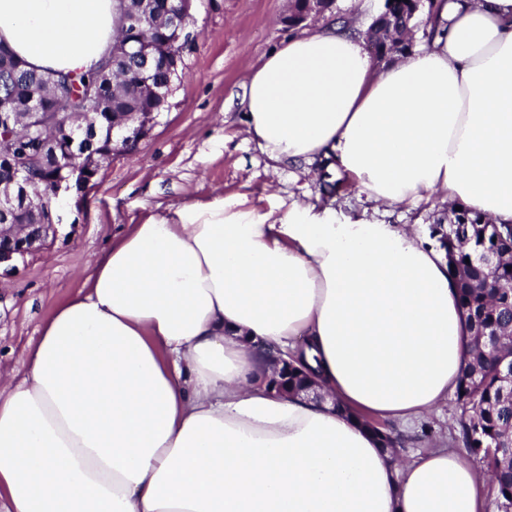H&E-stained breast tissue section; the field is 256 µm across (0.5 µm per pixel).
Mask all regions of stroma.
Listing matches in <instances>:
<instances>
[{
	"label": "stroma",
	"instance_id": "obj_1",
	"mask_svg": "<svg viewBox=\"0 0 512 512\" xmlns=\"http://www.w3.org/2000/svg\"><path fill=\"white\" fill-rule=\"evenodd\" d=\"M292 0H197L193 12L199 36L185 54L181 83L165 112L131 153L106 162L81 203L59 207L54 239L26 256L18 272L0 281V374L22 372L27 344L41 324L75 295L96 257L127 225L186 203L217 198L241 209L278 218L295 203L329 208L341 217L367 215L384 224H408L429 234L452 205L441 194L410 206L371 202L357 189L341 200L322 201L313 164L270 160L246 133L245 83L263 56L317 25L311 17L292 27ZM453 401L440 413L405 428L404 457L438 442L463 453Z\"/></svg>",
	"mask_w": 512,
	"mask_h": 512
}]
</instances>
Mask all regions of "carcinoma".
I'll return each instance as SVG.
<instances>
[{"label":"carcinoma","mask_w":512,"mask_h":512,"mask_svg":"<svg viewBox=\"0 0 512 512\" xmlns=\"http://www.w3.org/2000/svg\"><path fill=\"white\" fill-rule=\"evenodd\" d=\"M425 18L415 15L413 0H384L381 15L392 23L384 29L368 27L358 32L363 44L385 45L399 52L408 50L414 29L430 38L440 0H427ZM163 22L143 27L139 37L160 44L165 39ZM11 103L13 112L40 108L26 129H0L14 146L11 163L0 161L3 188L16 180H34L41 193L40 206L52 203V185L69 173L78 160L69 140L80 143L103 164L126 150L123 134L105 131L94 135L93 126L110 122L114 113L145 112L155 96L140 84L124 56L111 55L87 74L44 73L30 69L8 48L0 45V98ZM322 199L345 191V179H332L326 166L319 165ZM455 224L468 226V239L436 228L440 246L446 251L448 273L456 280L460 306L465 317L469 360L455 391L461 410L460 427L471 455L486 466L498 512H512V388L503 383V363L512 355V224H488L479 214L463 208L451 211ZM38 214L20 199L0 203V224H37ZM487 249L497 252L498 262L487 267L480 262Z\"/></svg>","instance_id":"cac0c4a2"}]
</instances>
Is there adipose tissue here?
Instances as JSON below:
<instances>
[{
    "instance_id": "ef3b65f1",
    "label": "adipose tissue",
    "mask_w": 512,
    "mask_h": 512,
    "mask_svg": "<svg viewBox=\"0 0 512 512\" xmlns=\"http://www.w3.org/2000/svg\"><path fill=\"white\" fill-rule=\"evenodd\" d=\"M119 0H0V44L81 73ZM433 44L375 71L322 24L265 54L244 96L270 159L333 160L383 203L444 192L512 223V0H445ZM439 245L411 227L217 199L130 225L0 386V512H488L443 447L393 462L365 418L438 411L466 363ZM303 359L325 402L264 382Z\"/></svg>"
}]
</instances>
